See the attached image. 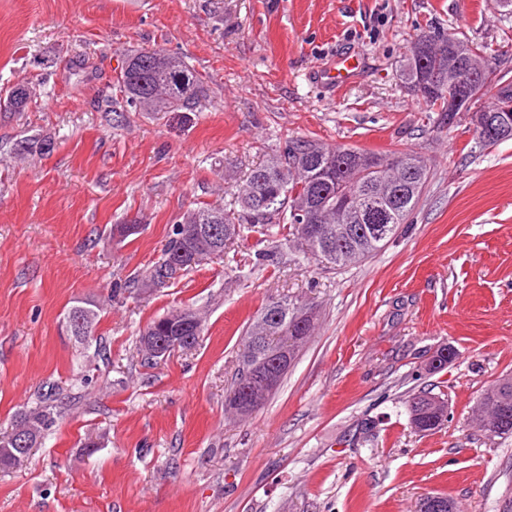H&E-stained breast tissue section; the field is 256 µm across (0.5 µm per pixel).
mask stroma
I'll list each match as a JSON object with an SVG mask.
<instances>
[{
  "label": "stroma",
  "mask_w": 512,
  "mask_h": 512,
  "mask_svg": "<svg viewBox=\"0 0 512 512\" xmlns=\"http://www.w3.org/2000/svg\"><path fill=\"white\" fill-rule=\"evenodd\" d=\"M427 26L512 55V14L493 0H0V98L36 89L0 112V432L50 388L63 412L0 470V512H418L436 494L512 512V436L476 423L482 390L512 374V139L479 146L469 113L444 126L406 91L400 66ZM155 48L203 77L196 108L109 111L127 54ZM345 56L358 71L326 89L318 69ZM297 136L425 156L401 234L328 270L245 231L153 297L113 295L184 212L229 203ZM135 217L142 230L115 241ZM283 297L316 329L236 418L224 396L246 330ZM77 300L98 304L107 359L64 331ZM177 308L204 315L199 344L144 364L141 332ZM444 346L455 360L426 371ZM423 389L448 402L431 435L409 418Z\"/></svg>",
  "instance_id": "stroma-1"
}]
</instances>
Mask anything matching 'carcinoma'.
Listing matches in <instances>:
<instances>
[{
  "label": "carcinoma",
  "mask_w": 512,
  "mask_h": 512,
  "mask_svg": "<svg viewBox=\"0 0 512 512\" xmlns=\"http://www.w3.org/2000/svg\"><path fill=\"white\" fill-rule=\"evenodd\" d=\"M130 67L120 69L116 77L117 89L125 112H167L173 108H189L196 104L202 93L201 81L184 60L161 49L142 50L129 56ZM483 64L492 67V57L487 48L456 33L422 31L416 35L402 65V81L411 94L421 98L430 111L441 113L442 119L453 126L458 113L473 112L479 98L491 94L493 102L488 110L512 120V77L509 70L495 76L492 86L472 88L462 95L457 111H448V97L459 94L457 88L440 85L436 69L448 67L467 70ZM36 96V91L19 86L13 92L10 110L23 111ZM406 167L383 168L388 154L361 150L353 147L326 148L308 137L290 138L266 162L253 168L239 187L230 207L203 204L183 214L182 224H222L224 244L240 236L246 228L265 237L273 235L272 229L292 238L296 248L311 256L321 266L334 269L363 261L379 251L407 223L418 205L430 177V166L414 151H397ZM345 192L366 189L372 193L389 195V233L377 240L358 232L355 215L340 214L336 209L322 212V223L332 228L341 226L347 232L334 233L328 242L317 243L305 237L298 211L316 202L322 191ZM178 226H173L159 260L133 274L123 291L139 298L152 286L153 270L172 253L185 248L179 239ZM199 258L186 261L181 275L201 266L205 259L215 254L211 246L200 241L195 244ZM298 306L281 299L270 301L252 321L241 353L240 367L226 395L239 391L243 371L258 359L260 349L282 352V358L292 362L302 347L304 336H312L315 320L307 319L299 325ZM512 399V376L506 375L489 385L481 393L480 406L485 415L499 408L501 399ZM448 406L444 399L423 402L419 415L410 418L416 430L423 428L437 431L447 421ZM60 413L54 395L45 393L35 405L18 412L13 425L41 438L57 423Z\"/></svg>",
  "instance_id": "obj_1"
}]
</instances>
